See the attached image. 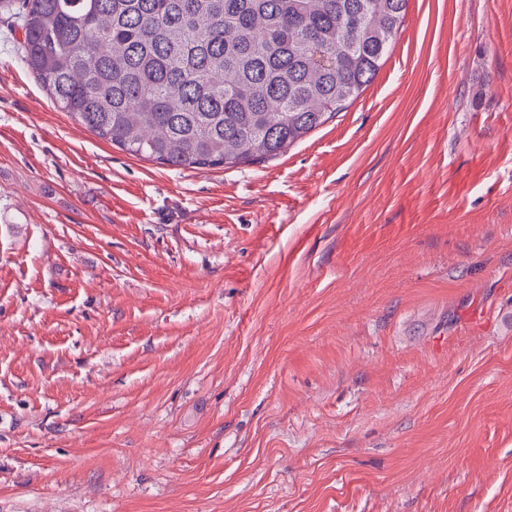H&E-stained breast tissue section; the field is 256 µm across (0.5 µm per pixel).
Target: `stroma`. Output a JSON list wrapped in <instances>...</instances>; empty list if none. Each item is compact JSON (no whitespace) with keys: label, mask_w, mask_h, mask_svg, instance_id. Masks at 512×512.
Returning a JSON list of instances; mask_svg holds the SVG:
<instances>
[{"label":"stroma","mask_w":512,"mask_h":512,"mask_svg":"<svg viewBox=\"0 0 512 512\" xmlns=\"http://www.w3.org/2000/svg\"><path fill=\"white\" fill-rule=\"evenodd\" d=\"M0 18V512H512V0H409L279 158L173 169Z\"/></svg>","instance_id":"obj_1"}]
</instances>
